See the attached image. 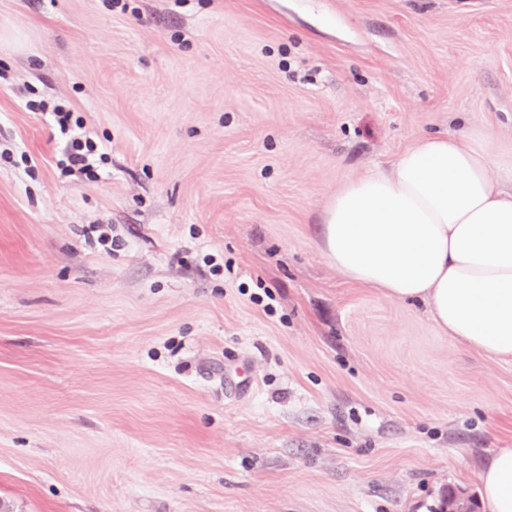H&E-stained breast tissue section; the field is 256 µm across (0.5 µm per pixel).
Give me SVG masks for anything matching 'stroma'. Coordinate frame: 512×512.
<instances>
[{
	"label": "stroma",
	"instance_id": "stroma-1",
	"mask_svg": "<svg viewBox=\"0 0 512 512\" xmlns=\"http://www.w3.org/2000/svg\"><path fill=\"white\" fill-rule=\"evenodd\" d=\"M0 506L440 512L512 364L319 248L422 136L512 163V0H0ZM105 161L63 173L30 97ZM272 303H265V294Z\"/></svg>",
	"mask_w": 512,
	"mask_h": 512
}]
</instances>
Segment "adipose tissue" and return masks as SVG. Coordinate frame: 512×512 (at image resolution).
Returning <instances> with one entry per match:
<instances>
[{
  "mask_svg": "<svg viewBox=\"0 0 512 512\" xmlns=\"http://www.w3.org/2000/svg\"><path fill=\"white\" fill-rule=\"evenodd\" d=\"M319 247L346 280L421 305L437 331L512 363V167L480 141L417 140L337 190ZM484 512H512V448L481 473Z\"/></svg>",
  "mask_w": 512,
  "mask_h": 512,
  "instance_id": "ef3b65f1",
  "label": "adipose tissue"
}]
</instances>
